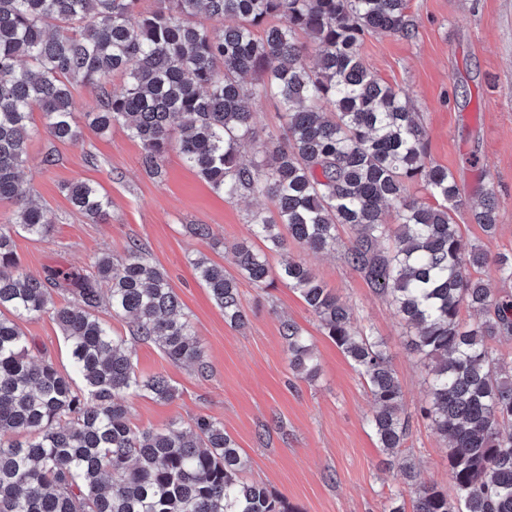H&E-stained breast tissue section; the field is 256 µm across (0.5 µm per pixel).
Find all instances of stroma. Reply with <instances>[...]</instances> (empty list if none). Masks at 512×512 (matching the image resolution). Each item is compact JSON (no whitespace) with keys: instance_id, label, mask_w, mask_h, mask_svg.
<instances>
[{"instance_id":"1","label":"stroma","mask_w":512,"mask_h":512,"mask_svg":"<svg viewBox=\"0 0 512 512\" xmlns=\"http://www.w3.org/2000/svg\"><path fill=\"white\" fill-rule=\"evenodd\" d=\"M414 37L373 34L361 55L373 74L404 89L427 133V159L447 167L465 202L454 219L464 241L481 244L490 255L512 250V0H409ZM95 93L73 91V111L82 132L78 143H60L41 134L28 145L23 181L53 223L50 238L15 235L16 252L27 271L48 268L91 273L101 254L125 258L141 244L161 267L203 344L210 370L201 376L169 362L158 347L133 338L127 319L99 308L112 333L127 339L137 371L167 375L175 399L128 398L129 418L140 429L171 421L191 423L214 417L236 441L246 459L247 480L287 496L299 512H383L391 493L403 489L398 468H385L384 454L365 419L372 399L357 369L323 334L297 292L280 283L261 290L239 279L245 327L224 320L207 288L196 279L190 257L204 254L233 271L229 246L247 238L250 211L271 208L269 198L252 195L227 201L187 168L177 151L164 161L162 178L141 167L140 143L118 127L105 134L88 124ZM53 152L56 164L41 160ZM75 181L97 184L112 201L108 222L87 220L70 203L65 187ZM495 192L498 225L486 235L475 224L470 202L485 187ZM206 224L207 240L189 225ZM329 287L346 299L357 324L387 343L409 415L404 453L421 479L451 492L448 456L442 438L416 409L427 394L426 371L411 351L393 310L340 254L324 255L290 244ZM295 321L311 336L321 364L315 381L295 375L279 333L281 318ZM30 353L51 358L69 370L68 349L52 314L21 320Z\"/></svg>"}]
</instances>
